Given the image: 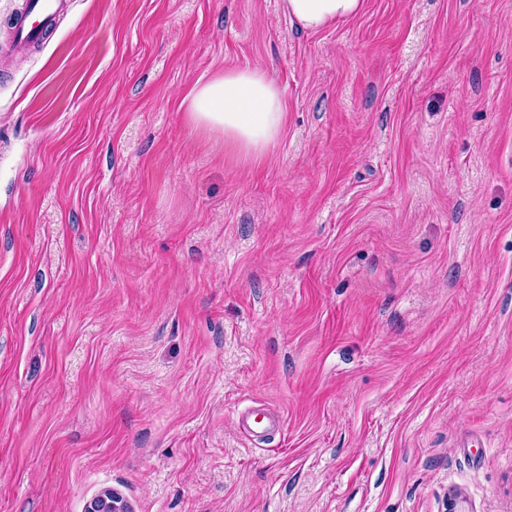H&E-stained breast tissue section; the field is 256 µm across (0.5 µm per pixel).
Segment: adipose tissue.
<instances>
[{"label": "adipose tissue", "instance_id": "adipose-tissue-1", "mask_svg": "<svg viewBox=\"0 0 512 512\" xmlns=\"http://www.w3.org/2000/svg\"><path fill=\"white\" fill-rule=\"evenodd\" d=\"M283 11L302 28L318 31L348 20L363 0H281ZM184 118L199 135L219 137L232 157L252 165L280 141L285 123L278 85L259 66L228 69L197 82L185 99Z\"/></svg>", "mask_w": 512, "mask_h": 512}]
</instances>
